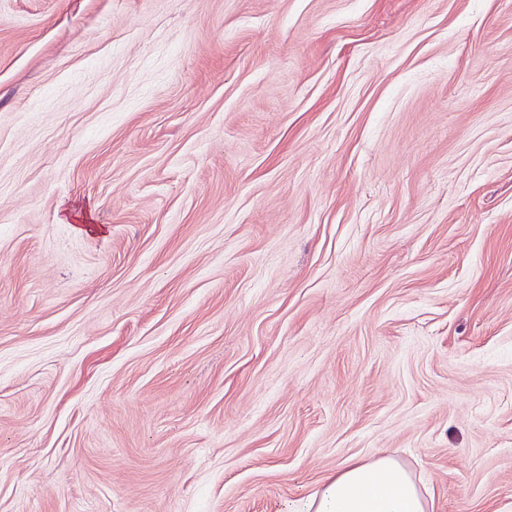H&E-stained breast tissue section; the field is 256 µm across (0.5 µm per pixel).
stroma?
<instances>
[{"instance_id":"stroma-1","label":"stroma","mask_w":512,"mask_h":512,"mask_svg":"<svg viewBox=\"0 0 512 512\" xmlns=\"http://www.w3.org/2000/svg\"><path fill=\"white\" fill-rule=\"evenodd\" d=\"M385 454L512 512V0H0V512Z\"/></svg>"}]
</instances>
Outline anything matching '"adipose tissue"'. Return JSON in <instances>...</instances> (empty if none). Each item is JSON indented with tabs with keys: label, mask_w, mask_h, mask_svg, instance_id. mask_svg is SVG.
<instances>
[{
	"label": "adipose tissue",
	"mask_w": 512,
	"mask_h": 512,
	"mask_svg": "<svg viewBox=\"0 0 512 512\" xmlns=\"http://www.w3.org/2000/svg\"><path fill=\"white\" fill-rule=\"evenodd\" d=\"M432 504L428 490L386 455L344 463L290 512H432Z\"/></svg>",
	"instance_id": "obj_1"
}]
</instances>
